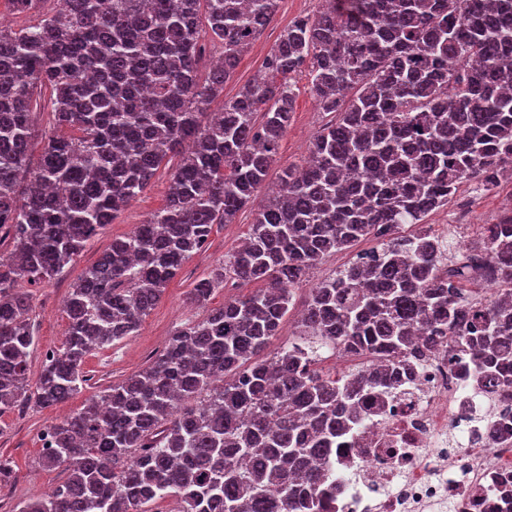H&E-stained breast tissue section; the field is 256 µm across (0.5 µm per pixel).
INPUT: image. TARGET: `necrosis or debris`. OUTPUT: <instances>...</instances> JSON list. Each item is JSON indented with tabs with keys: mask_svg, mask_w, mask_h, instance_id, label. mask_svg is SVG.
Masks as SVG:
<instances>
[{
	"mask_svg": "<svg viewBox=\"0 0 512 512\" xmlns=\"http://www.w3.org/2000/svg\"><path fill=\"white\" fill-rule=\"evenodd\" d=\"M358 412L326 469L332 512H512V400L487 391L470 354L433 346ZM491 424L505 443L490 445Z\"/></svg>",
	"mask_w": 512,
	"mask_h": 512,
	"instance_id": "1",
	"label": "necrosis or debris"
}]
</instances>
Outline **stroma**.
Listing matches in <instances>:
<instances>
[{
  "mask_svg": "<svg viewBox=\"0 0 512 512\" xmlns=\"http://www.w3.org/2000/svg\"><path fill=\"white\" fill-rule=\"evenodd\" d=\"M321 0H280L278 10L262 33L242 55L236 69L224 84L225 98L234 97L239 89L252 82L260 73L263 62L289 24L296 18L314 13ZM299 93L287 133L284 135L275 163L266 177L267 185L274 186L284 169L302 165L308 155V146L314 135L328 122L309 90L305 75L296 77ZM170 175L169 167L158 170L151 185L91 240L79 258L62 273L49 281L29 287L36 342L29 358V376L37 378L47 353L60 350L65 342L68 319L65 302L71 288L85 270L112 244L113 239L127 236L133 227L144 223L162 207ZM457 198L468 199L470 222L461 231L451 234V241L468 244L477 241L480 227L490 224L503 213V202L512 197V182L502 181L489 192L475 190L464 184L456 192ZM257 202H250L241 210L233 223L213 227L206 250L194 255L167 284L161 299L144 318L135 335L114 342L104 349L92 350L83 369L89 376L87 386L66 403L47 409L28 406L0 416V456L11 460L13 475L10 484L0 489V512H19L28 501L45 497L49 488L65 478L61 469L44 467L43 434L68 413L82 408L86 399L104 387L120 382L149 365L166 347L170 336L185 324L202 320L208 310L221 306L224 301L252 291V284L227 280L223 288L214 292L207 305L192 307L186 304L185 295L195 282L217 268L224 255L244 240L250 231ZM366 240L350 249L336 252L325 258L308 275L306 287L296 292L297 305L284 321L278 344H286L295 331L300 318V305L308 297L309 289L335 272L349 266L357 254L374 248Z\"/></svg>",
  "mask_w": 512,
  "mask_h": 512,
  "instance_id": "1",
  "label": "stroma"
}]
</instances>
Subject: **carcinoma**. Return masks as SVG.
<instances>
[{
    "label": "carcinoma",
    "mask_w": 512,
    "mask_h": 512,
    "mask_svg": "<svg viewBox=\"0 0 512 512\" xmlns=\"http://www.w3.org/2000/svg\"><path fill=\"white\" fill-rule=\"evenodd\" d=\"M17 31L0 29V416L62 403L87 382L95 348L138 332L167 283L258 194L307 73L319 109L304 167L283 170L248 237L187 292L204 305L227 279L259 283L178 330L145 369L89 398L44 434L42 464L65 480L21 512H323L314 492L367 386L409 364L431 327L468 348L512 396V210L448 252H489L496 288L470 295L469 265L442 275L422 224L464 183L512 179V0H321L295 19L262 74L235 97L224 82L279 0H63ZM223 49L202 74L204 37ZM50 89L62 132L36 137L33 102ZM220 108L211 110L215 101ZM165 205L73 285L64 347L28 377L30 297L173 158ZM372 239L380 258L311 289L299 330L271 359L294 290L322 259ZM364 355L329 377L319 351Z\"/></svg>",
    "instance_id": "cac0c4a2"
}]
</instances>
